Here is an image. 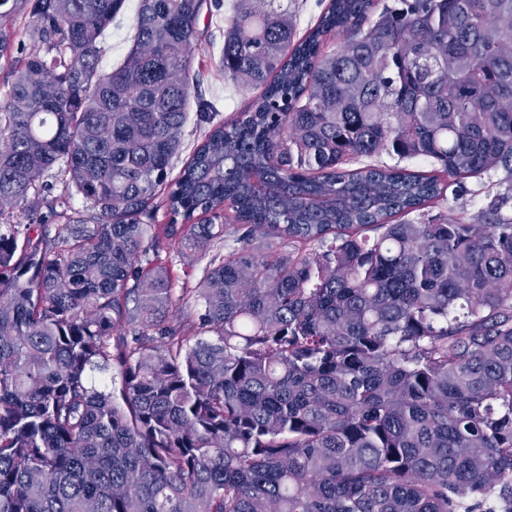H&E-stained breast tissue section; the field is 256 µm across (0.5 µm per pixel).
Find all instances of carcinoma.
<instances>
[{
    "label": "carcinoma",
    "instance_id": "cac0c4a2",
    "mask_svg": "<svg viewBox=\"0 0 512 512\" xmlns=\"http://www.w3.org/2000/svg\"><path fill=\"white\" fill-rule=\"evenodd\" d=\"M124 2L0 0V60L18 15L34 39L0 217L55 168L96 209L0 224V512H512V110L486 93L512 98V0H329L301 38L287 0H239L224 79L260 95L172 181L223 0H139L104 72ZM491 173L478 215L433 213ZM161 197L170 249L210 256L177 325ZM138 0H126L123 9L112 24L106 29L103 37V53L101 66L109 69L123 61L131 47L129 35L132 30L133 17Z\"/></svg>",
    "mask_w": 512,
    "mask_h": 512
}]
</instances>
